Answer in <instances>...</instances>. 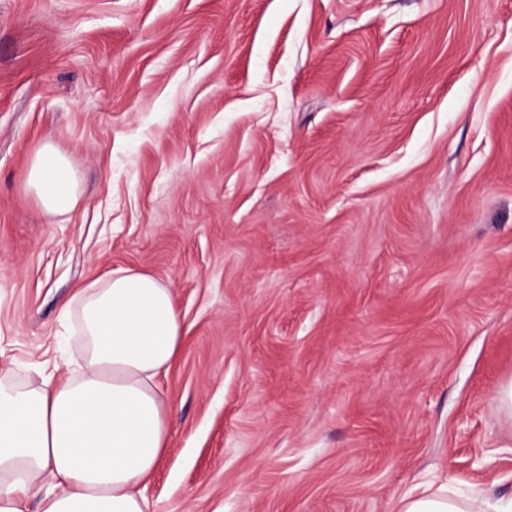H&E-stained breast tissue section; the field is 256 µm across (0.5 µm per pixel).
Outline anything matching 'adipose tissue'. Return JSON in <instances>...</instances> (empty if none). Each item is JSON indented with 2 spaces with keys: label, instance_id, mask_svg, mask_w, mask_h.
<instances>
[{
  "label": "adipose tissue",
  "instance_id": "adipose-tissue-1",
  "mask_svg": "<svg viewBox=\"0 0 512 512\" xmlns=\"http://www.w3.org/2000/svg\"><path fill=\"white\" fill-rule=\"evenodd\" d=\"M26 183L50 214L78 204L76 174L54 145L35 153ZM70 311L84 343L77 376L26 386L0 376V512H154L144 490L170 441L158 379L183 336L173 290L121 270L96 278ZM399 512H512V497H405Z\"/></svg>",
  "mask_w": 512,
  "mask_h": 512
}]
</instances>
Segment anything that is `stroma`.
Wrapping results in <instances>:
<instances>
[{
	"instance_id": "obj_1",
	"label": "stroma",
	"mask_w": 512,
	"mask_h": 512,
	"mask_svg": "<svg viewBox=\"0 0 512 512\" xmlns=\"http://www.w3.org/2000/svg\"><path fill=\"white\" fill-rule=\"evenodd\" d=\"M119 269L184 329L156 512L511 495L512 0H0V371ZM26 183L50 214H68L78 204L80 191L75 171L67 156L52 144H44L35 153Z\"/></svg>"
}]
</instances>
